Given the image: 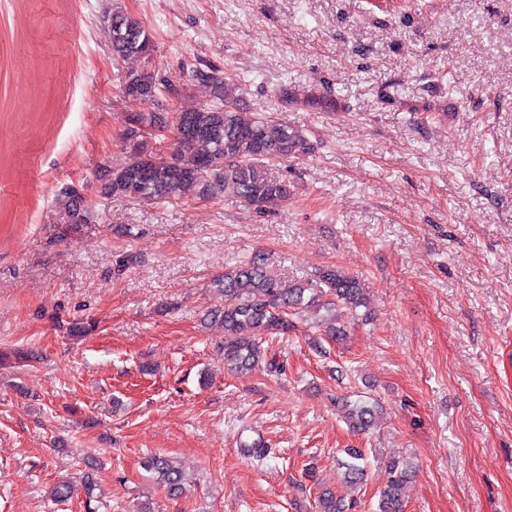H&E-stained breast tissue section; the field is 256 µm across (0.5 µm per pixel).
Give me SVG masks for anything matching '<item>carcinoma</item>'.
Segmentation results:
<instances>
[{"mask_svg": "<svg viewBox=\"0 0 512 512\" xmlns=\"http://www.w3.org/2000/svg\"><path fill=\"white\" fill-rule=\"evenodd\" d=\"M105 23L118 57L150 62L154 42L138 18L117 11L105 16ZM199 76L211 89L215 104L183 112L154 110L128 115V139L139 137L138 131L144 127L163 122L174 134V148L163 157L137 144L128 162L107 170L105 193L161 204L189 194L212 199L228 191L259 213L273 208L288 195L290 186L272 177L267 163L308 151L311 144L302 131L284 121L244 116L239 108L240 85L234 80L213 70L201 71ZM167 88L163 76L141 68L126 75L123 94L144 105L154 102ZM87 212L81 194L68 193L66 223H87ZM211 287L223 294L224 307L209 311L206 320L223 326L224 365L236 372L256 368L262 358L261 335L288 332L298 310L315 313L324 335L338 343L348 336L345 316L363 322L372 317L362 280L333 266L313 279L288 282L271 274L266 261L255 257L224 270ZM340 408L350 428L358 433L374 425L378 412L374 404L345 399ZM344 453L348 460L341 462L342 481L357 485L365 475V455L359 448H346ZM145 467L170 492L182 490V474L169 460L151 457ZM388 469V482L379 492L378 512H403L404 489L415 469L400 458L391 459ZM353 505L327 489L316 498L317 512H349Z\"/></svg>", "mask_w": 512, "mask_h": 512, "instance_id": "1", "label": "carcinoma"}]
</instances>
